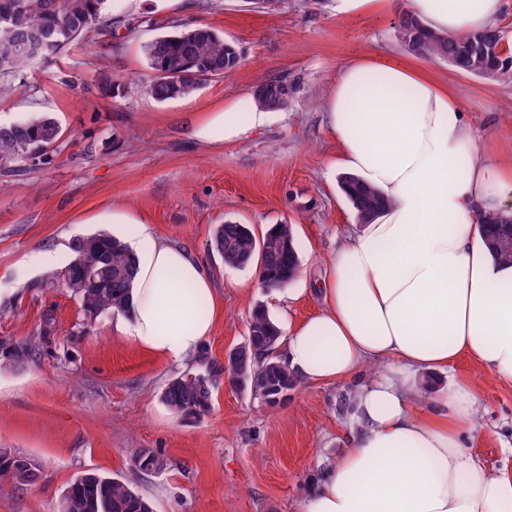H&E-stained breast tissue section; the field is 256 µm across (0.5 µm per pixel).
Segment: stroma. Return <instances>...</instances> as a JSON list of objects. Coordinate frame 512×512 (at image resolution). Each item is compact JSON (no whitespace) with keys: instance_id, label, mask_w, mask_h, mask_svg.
<instances>
[{"instance_id":"1","label":"stroma","mask_w":512,"mask_h":512,"mask_svg":"<svg viewBox=\"0 0 512 512\" xmlns=\"http://www.w3.org/2000/svg\"><path fill=\"white\" fill-rule=\"evenodd\" d=\"M120 13L116 28L35 62L0 93V127L46 114L63 131L49 163L0 172V337L38 347L26 367L0 366V448L40 465L28 486L0 475V512H59L66 488L87 470L132 485L154 512H296L320 466L345 445L353 388L302 382L272 407L228 384L224 355L245 341L256 308L283 330L315 315L328 256L360 228L338 186L339 151L325 121L334 81L363 56L413 67L453 93L497 152L512 150V83L416 56L396 37L399 14L340 12L336 0H123ZM187 26L214 29L241 64L189 96L156 101L146 47ZM103 75L114 91L102 87ZM273 78L291 86L287 105L241 139L205 146L184 128L188 114L224 100L253 102ZM116 211L133 223H113ZM139 220L194 252L217 288L222 314L190 361L138 348L116 331L115 313L87 316L68 289L49 287L48 273L20 264L79 237L135 232ZM227 220L258 236L291 225L297 278L284 289L254 288L253 268L224 265L210 241ZM48 314L54 328L44 337ZM184 374L204 376L211 389L209 411L194 419L162 401L167 383ZM454 379L477 400L466 449L487 469L511 466L512 388L466 359L438 377L443 386ZM143 448L164 468L135 469Z\"/></svg>"}]
</instances>
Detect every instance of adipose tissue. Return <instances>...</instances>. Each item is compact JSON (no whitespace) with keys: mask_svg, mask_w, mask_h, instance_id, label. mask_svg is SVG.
<instances>
[{"mask_svg":"<svg viewBox=\"0 0 512 512\" xmlns=\"http://www.w3.org/2000/svg\"><path fill=\"white\" fill-rule=\"evenodd\" d=\"M501 9L502 0H412L427 27L451 35L493 26ZM266 117L230 100L187 124L213 145ZM326 120L345 172L387 206L331 254L317 315L287 330L291 370L307 384H353L357 420L298 512H512V471H488L464 447L476 428L471 390L426 396L419 382L466 357L512 386V265L480 231L484 215L512 208V154L490 156L446 88L369 57L342 70ZM124 242L137 273L118 330L142 349L190 359L220 308L205 264L145 225ZM370 367L378 378L362 381Z\"/></svg>","mask_w":512,"mask_h":512,"instance_id":"obj_1","label":"adipose tissue"}]
</instances>
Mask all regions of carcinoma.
Masks as SVG:
<instances>
[{
	"label": "carcinoma",
	"instance_id": "obj_1",
	"mask_svg": "<svg viewBox=\"0 0 512 512\" xmlns=\"http://www.w3.org/2000/svg\"><path fill=\"white\" fill-rule=\"evenodd\" d=\"M108 0H0V11L14 8L10 30L0 28V87L11 82L37 60L60 53L102 22ZM396 37L404 48L422 58H444L457 70L479 75L493 73V79L512 83V50L505 47L498 28L448 35L422 26L418 35L400 24ZM147 59L154 71L149 84L152 97L160 102L192 94L207 79L224 75L241 63L236 47L208 27L186 28L149 44ZM61 137L58 123L40 116L10 127H0V160L8 170L22 159L47 162L50 149ZM339 188L362 224L371 223L385 207L384 199L358 177L344 173ZM488 246L496 259L512 265V214L483 217ZM212 246L230 267L253 264L262 276L283 288L300 272V260L289 224L272 225L258 239L248 224L217 225ZM78 265L66 266L55 276L58 283L70 280L69 291L82 309L122 311L129 301L137 267L135 258L121 240L94 233L73 244ZM282 332L266 313L253 315L247 340L255 348L247 365L231 358L224 363V375L234 387L245 374L254 381V392L275 406L277 392L294 389L299 380L288 365L270 354L280 346ZM35 349L27 343L0 338V364L22 367L33 360ZM211 391L199 377L179 376L170 381L163 401L176 415L196 417L209 408ZM140 470H159L164 460L141 450L133 457ZM0 471L11 476L15 486H28L38 477V467L27 456L0 450ZM60 512H153L148 499L135 488L101 472L89 470L76 476L63 495Z\"/></svg>",
	"mask_w": 512,
	"mask_h": 512
}]
</instances>
